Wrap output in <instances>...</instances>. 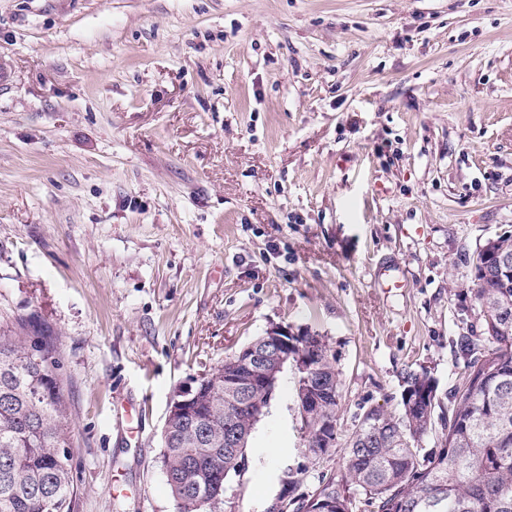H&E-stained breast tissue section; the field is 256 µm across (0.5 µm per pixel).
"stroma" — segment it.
Listing matches in <instances>:
<instances>
[{
  "label": "stroma",
  "instance_id": "35a3bbf8",
  "mask_svg": "<svg viewBox=\"0 0 512 512\" xmlns=\"http://www.w3.org/2000/svg\"><path fill=\"white\" fill-rule=\"evenodd\" d=\"M506 230L512 0H0V327L55 340L73 512H174L173 392L278 323L323 336L340 444L303 454L285 369L217 512L314 492L410 370L437 454ZM510 267L512 277V249L508 250L506 245L502 244L498 238L488 239L479 247L472 258L473 270L481 268L483 272L492 269L499 273H508Z\"/></svg>",
  "mask_w": 512,
  "mask_h": 512
}]
</instances>
